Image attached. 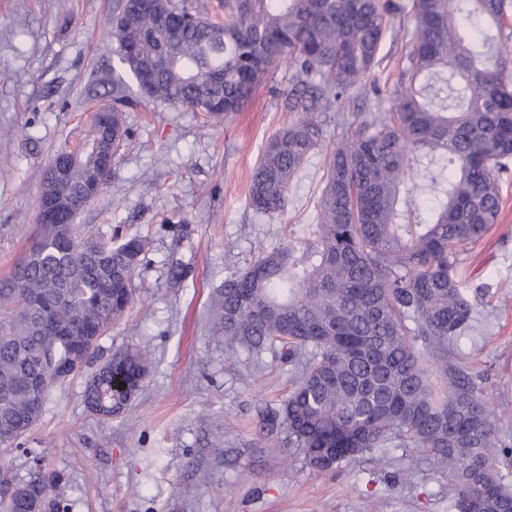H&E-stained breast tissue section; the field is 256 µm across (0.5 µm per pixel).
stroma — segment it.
<instances>
[{
	"mask_svg": "<svg viewBox=\"0 0 512 512\" xmlns=\"http://www.w3.org/2000/svg\"><path fill=\"white\" fill-rule=\"evenodd\" d=\"M116 0H0V276L37 219L40 175L89 115L111 104L113 76L131 103L109 185L77 218L121 244L144 236L133 304L100 338L96 362L132 346L151 365L126 411L101 422L84 402L85 375L55 386L23 441L63 471L51 494L68 512H450L448 479L412 447L371 448L329 472L309 467L285 434L266 436L300 365L252 355L211 336L217 288L262 248L307 237L317 221L324 154L294 180L270 219L248 205L251 171L293 118L290 69L273 67L231 121L141 96L111 37ZM497 224L461 247L470 329L448 347L512 446V174L500 181Z\"/></svg>",
	"mask_w": 512,
	"mask_h": 512,
	"instance_id": "obj_1",
	"label": "stroma"
}]
</instances>
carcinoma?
I'll list each match as a JSON object with an SVG mask.
<instances>
[{
    "instance_id": "obj_1",
    "label": "carcinoma",
    "mask_w": 512,
    "mask_h": 512,
    "mask_svg": "<svg viewBox=\"0 0 512 512\" xmlns=\"http://www.w3.org/2000/svg\"><path fill=\"white\" fill-rule=\"evenodd\" d=\"M189 17L166 35L162 14L117 0L112 37L119 62L152 82L141 94L172 107L229 119L270 66L292 68L289 109L298 118L267 144L254 166L249 206L284 213L294 178L322 147L323 124L305 116L325 100L355 122H336L314 238L258 252L224 280L213 335L260 354L280 348L305 359L282 406L266 419L329 471L394 442L430 456L448 475L454 512L479 489L478 512L512 503L499 462L495 420L468 372L448 365V345L469 326L457 247L480 240L497 220L500 175L512 169V0H224L216 21L189 0ZM405 40L391 85L362 79L385 59L386 40ZM81 184L88 154L61 148ZM430 174L428 219L411 224V167ZM62 250L34 225L38 259L0 277V450L19 445L39 420L50 389L73 359L94 354L133 300L132 278L146 242L114 246L88 238ZM112 281L109 289L98 287ZM72 324L77 335L52 334ZM149 370L141 350H118L85 386L87 406L112 419ZM35 472L23 485L40 512H65L50 495L54 473L30 449ZM26 501L0 469V512Z\"/></svg>"
}]
</instances>
